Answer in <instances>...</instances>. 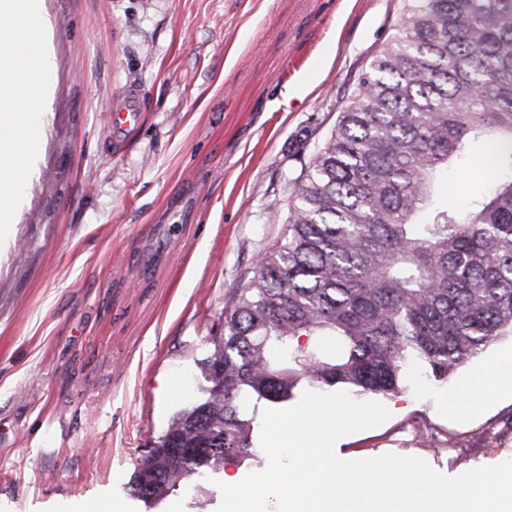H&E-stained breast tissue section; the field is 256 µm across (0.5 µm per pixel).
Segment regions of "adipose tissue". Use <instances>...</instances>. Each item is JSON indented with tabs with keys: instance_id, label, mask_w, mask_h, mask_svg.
<instances>
[{
	"instance_id": "adipose-tissue-1",
	"label": "adipose tissue",
	"mask_w": 512,
	"mask_h": 512,
	"mask_svg": "<svg viewBox=\"0 0 512 512\" xmlns=\"http://www.w3.org/2000/svg\"><path fill=\"white\" fill-rule=\"evenodd\" d=\"M44 35L43 0H0V223L13 216L10 189L27 173V159L40 147V130L29 103L44 90L45 78L31 66L30 53ZM512 391V352L491 375L481 374L454 400L472 407Z\"/></svg>"
}]
</instances>
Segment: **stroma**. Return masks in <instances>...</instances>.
<instances>
[{
	"label": "stroma",
	"mask_w": 512,
	"mask_h": 512,
	"mask_svg": "<svg viewBox=\"0 0 512 512\" xmlns=\"http://www.w3.org/2000/svg\"><path fill=\"white\" fill-rule=\"evenodd\" d=\"M47 86L30 177L0 224V512H145L139 457L206 386L224 308L283 239L290 183L323 144L405 0H44ZM141 118L122 149L110 112ZM472 142L439 205L488 190ZM279 223H272V216ZM512 350L382 397L344 455L419 457L455 476L512 458V398H449ZM125 105L116 109L114 115L112 114V129L114 132L126 135L128 123L131 125L135 115L139 112V96L138 95H127Z\"/></svg>",
	"instance_id": "35a3bbf8"
}]
</instances>
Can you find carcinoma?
Instances as JSON below:
<instances>
[{"label":"carcinoma","instance_id":"1","mask_svg":"<svg viewBox=\"0 0 512 512\" xmlns=\"http://www.w3.org/2000/svg\"><path fill=\"white\" fill-rule=\"evenodd\" d=\"M491 183L459 207L435 184L472 141ZM284 242L224 310L207 388L138 462L154 512L226 460H255L256 412L294 392L399 391L444 381L512 335V0H407L334 129L292 182Z\"/></svg>","mask_w":512,"mask_h":512}]
</instances>
